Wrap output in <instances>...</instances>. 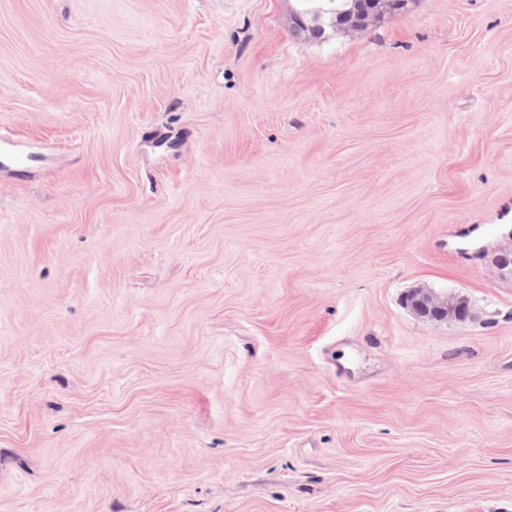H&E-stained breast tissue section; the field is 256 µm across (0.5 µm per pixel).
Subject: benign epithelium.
Masks as SVG:
<instances>
[{
  "label": "benign epithelium",
  "mask_w": 512,
  "mask_h": 512,
  "mask_svg": "<svg viewBox=\"0 0 512 512\" xmlns=\"http://www.w3.org/2000/svg\"><path fill=\"white\" fill-rule=\"evenodd\" d=\"M293 29L312 40L324 41L337 34L360 32L379 23L387 14L405 9L409 0H294ZM498 275L512 280V234L490 254ZM403 305L415 316L431 321L467 322L477 318L470 300L452 292L413 288Z\"/></svg>",
  "instance_id": "obj_1"
}]
</instances>
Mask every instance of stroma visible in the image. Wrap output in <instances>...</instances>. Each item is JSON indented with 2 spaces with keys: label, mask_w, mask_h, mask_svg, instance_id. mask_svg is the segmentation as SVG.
<instances>
[{
  "label": "stroma",
  "mask_w": 512,
  "mask_h": 512,
  "mask_svg": "<svg viewBox=\"0 0 512 512\" xmlns=\"http://www.w3.org/2000/svg\"><path fill=\"white\" fill-rule=\"evenodd\" d=\"M290 7L0 0V512H512V0ZM293 29L307 39L324 41L337 34L360 32L387 14L404 10L409 0H294ZM490 263L501 278L512 280V234L497 244L490 254ZM403 305L415 316L431 321L463 323L477 318L470 300L452 292L413 288L404 294Z\"/></svg>",
  "instance_id": "1"
}]
</instances>
